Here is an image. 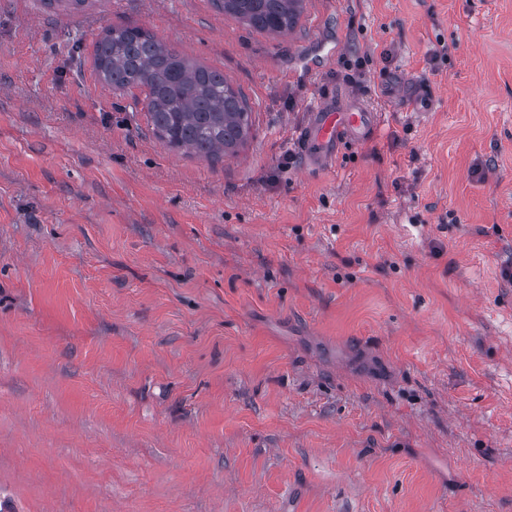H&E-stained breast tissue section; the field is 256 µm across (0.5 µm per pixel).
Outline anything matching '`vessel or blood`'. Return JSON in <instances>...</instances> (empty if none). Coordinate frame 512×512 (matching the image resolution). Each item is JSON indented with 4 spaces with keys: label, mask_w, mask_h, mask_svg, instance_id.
I'll use <instances>...</instances> for the list:
<instances>
[{
    "label": "vessel or blood",
    "mask_w": 512,
    "mask_h": 512,
    "mask_svg": "<svg viewBox=\"0 0 512 512\" xmlns=\"http://www.w3.org/2000/svg\"><path fill=\"white\" fill-rule=\"evenodd\" d=\"M373 128L372 112L361 107L339 109L324 101L308 113L299 132V145L310 167L324 169L330 166L344 142L363 136Z\"/></svg>",
    "instance_id": "b4317fda"
}]
</instances>
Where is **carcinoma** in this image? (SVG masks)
I'll use <instances>...</instances> for the list:
<instances>
[{"mask_svg": "<svg viewBox=\"0 0 512 512\" xmlns=\"http://www.w3.org/2000/svg\"><path fill=\"white\" fill-rule=\"evenodd\" d=\"M224 14L274 36L292 32L305 0H216ZM95 64L112 92L146 91V115L168 149L213 160L237 154L252 127L248 97L224 74L196 66L166 49L153 35L112 26L96 43Z\"/></svg>", "mask_w": 512, "mask_h": 512, "instance_id": "1", "label": "carcinoma"}]
</instances>
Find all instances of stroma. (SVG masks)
<instances>
[{
	"label": "stroma",
	"mask_w": 512,
	"mask_h": 512,
	"mask_svg": "<svg viewBox=\"0 0 512 512\" xmlns=\"http://www.w3.org/2000/svg\"><path fill=\"white\" fill-rule=\"evenodd\" d=\"M110 26L242 88L236 156L155 138L98 77ZM325 98L376 132L285 167ZM509 265L512 0H306L282 37L215 0H0L16 512H512Z\"/></svg>",
	"instance_id": "stroma-1"
}]
</instances>
